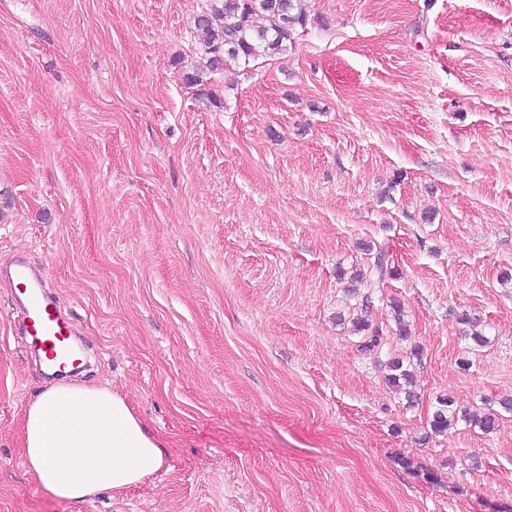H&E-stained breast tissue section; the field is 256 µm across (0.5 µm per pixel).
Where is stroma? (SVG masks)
I'll use <instances>...</instances> for the list:
<instances>
[{
    "mask_svg": "<svg viewBox=\"0 0 512 512\" xmlns=\"http://www.w3.org/2000/svg\"><path fill=\"white\" fill-rule=\"evenodd\" d=\"M209 2L0 0V266L44 271L71 380L164 452L89 501L27 473L55 380L0 281V512H512V414L427 435L437 397L512 399V0H304L288 52L190 85ZM380 249L369 355L336 272ZM415 348L410 404L385 364ZM353 324L356 331L364 333L363 342L360 347L361 350H364L365 352H374L376 349H379L387 339L383 334L384 331L382 328L372 326L368 321L362 318H355Z\"/></svg>",
    "mask_w": 512,
    "mask_h": 512,
    "instance_id": "stroma-1",
    "label": "stroma"
}]
</instances>
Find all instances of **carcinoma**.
I'll list each match as a JSON object with an SVG mask.
<instances>
[{"mask_svg": "<svg viewBox=\"0 0 512 512\" xmlns=\"http://www.w3.org/2000/svg\"><path fill=\"white\" fill-rule=\"evenodd\" d=\"M306 25L302 0H211L210 6L194 18L197 40L206 56V68L212 72L224 69V62L233 60L245 66L260 57L281 55L292 45L296 28ZM388 269L384 251L376 252L370 273L352 277L353 289H365L361 294V310L369 309L375 289L383 287ZM356 331L363 333L361 349L373 352L386 341L383 329L362 318L353 321ZM389 386L405 394L407 400L415 397L414 377L404 359L393 357L387 363ZM460 418L486 433L499 427V417L489 411L480 417L459 408L451 397H440L430 420L434 435L448 432L449 426Z\"/></svg>", "mask_w": 512, "mask_h": 512, "instance_id": "obj_1", "label": "carcinoma"}]
</instances>
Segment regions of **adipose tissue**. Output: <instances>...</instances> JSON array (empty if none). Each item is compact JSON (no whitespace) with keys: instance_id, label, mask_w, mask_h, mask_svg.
I'll return each instance as SVG.
<instances>
[{"instance_id":"obj_1","label":"adipose tissue","mask_w":512,"mask_h":512,"mask_svg":"<svg viewBox=\"0 0 512 512\" xmlns=\"http://www.w3.org/2000/svg\"><path fill=\"white\" fill-rule=\"evenodd\" d=\"M25 464L38 483L63 500L123 492L164 464L127 400L111 389L56 384L24 412Z\"/></svg>"}]
</instances>
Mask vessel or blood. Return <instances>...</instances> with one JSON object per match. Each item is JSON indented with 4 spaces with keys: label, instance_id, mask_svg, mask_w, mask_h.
Segmentation results:
<instances>
[{
    "label": "vessel or blood",
    "instance_id": "1",
    "mask_svg": "<svg viewBox=\"0 0 512 512\" xmlns=\"http://www.w3.org/2000/svg\"><path fill=\"white\" fill-rule=\"evenodd\" d=\"M0 276L6 277L17 291L13 315L22 335L31 337L35 349L44 354L47 362L70 358L74 326L62 317L47 289L44 273L19 257L0 271Z\"/></svg>",
    "mask_w": 512,
    "mask_h": 512
}]
</instances>
